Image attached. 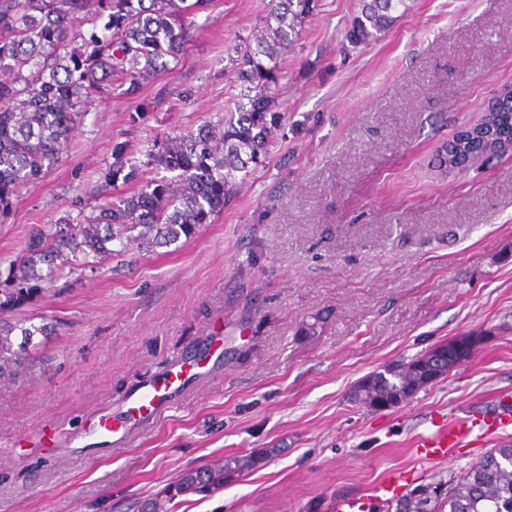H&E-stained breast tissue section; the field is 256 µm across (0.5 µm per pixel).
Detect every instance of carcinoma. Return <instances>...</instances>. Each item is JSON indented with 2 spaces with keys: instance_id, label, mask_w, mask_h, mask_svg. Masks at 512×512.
<instances>
[{
  "instance_id": "1",
  "label": "carcinoma",
  "mask_w": 512,
  "mask_h": 512,
  "mask_svg": "<svg viewBox=\"0 0 512 512\" xmlns=\"http://www.w3.org/2000/svg\"><path fill=\"white\" fill-rule=\"evenodd\" d=\"M346 38L367 43L386 31L408 0H361ZM318 0H271L254 44L235 48L230 58L239 97L234 108L197 130L154 145L150 163L173 176H154L129 196L79 212L33 232L9 265L0 286L19 302L62 274L120 257L134 248L150 250L190 238L201 224L224 210L239 186L271 146L279 126L275 95L288 51ZM210 0H0V205L57 159L87 105L112 88V80L135 93L154 73L168 68L186 46V15ZM486 142L491 156L512 150V91L494 97L482 116L458 132L444 156L458 155L470 135ZM25 340L44 326L0 321V354L12 352L11 335ZM476 333L446 342L374 371L353 388V403L370 411L391 409L445 378L483 343ZM267 457L258 450L181 478L146 503L147 512H167L183 494L210 495L224 477L249 472ZM397 512H512V443L491 448L448 481L446 501L428 497L400 501Z\"/></svg>"
}]
</instances>
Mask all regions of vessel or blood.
I'll return each instance as SVG.
<instances>
[{"mask_svg":"<svg viewBox=\"0 0 512 512\" xmlns=\"http://www.w3.org/2000/svg\"><path fill=\"white\" fill-rule=\"evenodd\" d=\"M189 378L182 364L175 363L158 380L137 389L133 399L141 421L149 423L157 418L168 408L172 394L182 390ZM499 405L500 410L495 416L478 418L469 415L439 425L431 435L418 440L417 456L424 461L443 459L469 445L474 433L488 434L504 426L506 418L512 416V400L501 397ZM410 481V474L403 471L390 475L366 497L337 499L335 512H381Z\"/></svg>","mask_w":512,"mask_h":512,"instance_id":"obj_1","label":"vessel or blood"}]
</instances>
